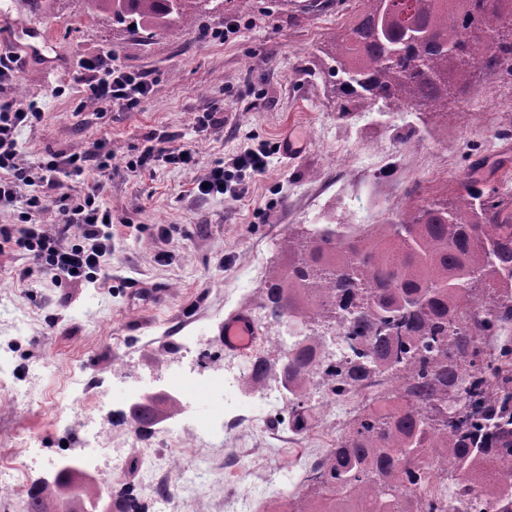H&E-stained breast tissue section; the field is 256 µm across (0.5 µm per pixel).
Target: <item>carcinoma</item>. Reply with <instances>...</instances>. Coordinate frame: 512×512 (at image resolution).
Masks as SVG:
<instances>
[{"mask_svg": "<svg viewBox=\"0 0 512 512\" xmlns=\"http://www.w3.org/2000/svg\"><path fill=\"white\" fill-rule=\"evenodd\" d=\"M359 20L320 48L333 91L359 112L379 101L401 120L446 112L476 68L512 74V0H363ZM251 0H86L89 15L114 25L175 34L201 11ZM502 198L465 188L385 224L288 228V269L262 283L261 319L307 322L278 379L299 400L323 374L336 400L365 390L336 443L288 494V512H447L431 489L451 484L458 503L483 500L512 512V342L496 357L486 337L512 325V224L498 223ZM353 357L332 360L324 337ZM258 385L270 367L257 357ZM122 419L151 433L157 413L127 405ZM91 482L78 463L36 480L28 501L72 512ZM117 512H148L130 491Z\"/></svg>", "mask_w": 512, "mask_h": 512, "instance_id": "cac0c4a2", "label": "carcinoma"}]
</instances>
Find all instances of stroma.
<instances>
[{"label":"stroma","mask_w":512,"mask_h":512,"mask_svg":"<svg viewBox=\"0 0 512 512\" xmlns=\"http://www.w3.org/2000/svg\"><path fill=\"white\" fill-rule=\"evenodd\" d=\"M13 17L52 29L51 65H23L0 84V101L34 102L41 114L20 136L28 161L83 151L97 140L112 154L104 201L112 210L111 277L82 286L19 273L20 253L0 254V364L15 390L0 392V461H25L20 484L0 483V512H26L27 488L51 472L67 450H81L88 404L100 401L104 441L123 436L125 378L167 385L184 366L183 339L193 337L218 369L219 331L237 310L257 313L259 286L271 266L288 260L292 224H381L461 185L490 192L512 186V75L476 71L465 101L447 114L393 118L383 103L345 112L322 74L324 43L355 22L361 0H330L307 12L285 0H252L243 12L200 16L178 35L148 37L86 13L85 0H0ZM235 26L227 40L206 29ZM112 50L119 63L148 76L154 91L134 112H119L86 94L83 58ZM224 105V124L194 130L197 113ZM177 133L197 155L178 169L158 161L132 173L146 136ZM303 138L296 158L281 151L286 135ZM246 149L263 151L265 172L248 175L240 198L195 200L194 186L211 168ZM137 288H130V281ZM163 289L164 301L150 291ZM304 403L315 420L292 428L294 402L254 417L251 406L224 414V445L184 455L195 432L168 441L162 430L141 439L132 480L138 493L193 466L196 484L182 493V512H225L229 499L263 512L274 492L294 491L300 461L321 460L336 429L309 387ZM274 449L286 480L262 479Z\"/></svg>","instance_id":"obj_1"}]
</instances>
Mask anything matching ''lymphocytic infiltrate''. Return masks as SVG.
I'll use <instances>...</instances> for the list:
<instances>
[{
    "instance_id": "obj_1",
    "label": "lymphocytic infiltrate",
    "mask_w": 512,
    "mask_h": 512,
    "mask_svg": "<svg viewBox=\"0 0 512 512\" xmlns=\"http://www.w3.org/2000/svg\"><path fill=\"white\" fill-rule=\"evenodd\" d=\"M82 69L90 98L123 112L137 110L154 90L145 75L126 70L109 54L86 58ZM39 117L33 102L0 103V208L21 206L24 222L19 231L0 226V253L23 252L33 268L59 283H91L106 273L112 254V211L103 203V193L112 180V154L100 141L83 152L51 154L39 162H28L18 136ZM159 158L178 168L196 163L191 148H166L150 136L126 167L143 169ZM267 167L263 153L251 149L236 153L227 163L211 168L195 194L201 199L241 197L248 192L246 174L261 173ZM91 169L97 174L93 183L73 194L65 191L66 180L84 176ZM49 210L56 214V222L50 226L41 221Z\"/></svg>"
}]
</instances>
